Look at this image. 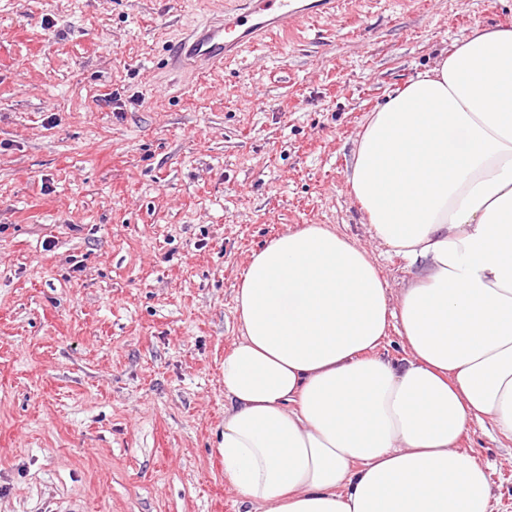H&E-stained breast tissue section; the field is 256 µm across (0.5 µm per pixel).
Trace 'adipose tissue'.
Segmentation results:
<instances>
[{
    "label": "adipose tissue",
    "mask_w": 512,
    "mask_h": 512,
    "mask_svg": "<svg viewBox=\"0 0 512 512\" xmlns=\"http://www.w3.org/2000/svg\"><path fill=\"white\" fill-rule=\"evenodd\" d=\"M413 271L390 296L323 224L256 252L224 355V479L244 512H493L459 448L512 440V24L475 26L370 113L346 173ZM397 330L406 355L378 349Z\"/></svg>",
    "instance_id": "1"
}]
</instances>
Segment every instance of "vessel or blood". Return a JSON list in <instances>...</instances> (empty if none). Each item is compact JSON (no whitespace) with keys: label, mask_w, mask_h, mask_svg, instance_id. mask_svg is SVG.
<instances>
[{"label":"vessel or blood","mask_w":512,"mask_h":512,"mask_svg":"<svg viewBox=\"0 0 512 512\" xmlns=\"http://www.w3.org/2000/svg\"><path fill=\"white\" fill-rule=\"evenodd\" d=\"M336 0H225L219 15L200 22L170 49L173 69L213 68L277 32L335 14Z\"/></svg>","instance_id":"b4317fda"}]
</instances>
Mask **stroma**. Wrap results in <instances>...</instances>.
<instances>
[{"mask_svg":"<svg viewBox=\"0 0 512 512\" xmlns=\"http://www.w3.org/2000/svg\"><path fill=\"white\" fill-rule=\"evenodd\" d=\"M221 0H0V512H238L224 355L253 252L326 224L374 240L346 172L370 112L512 0H344L174 72ZM512 512V441L460 442Z\"/></svg>","mask_w":512,"mask_h":512,"instance_id":"obj_1","label":"stroma"}]
</instances>
